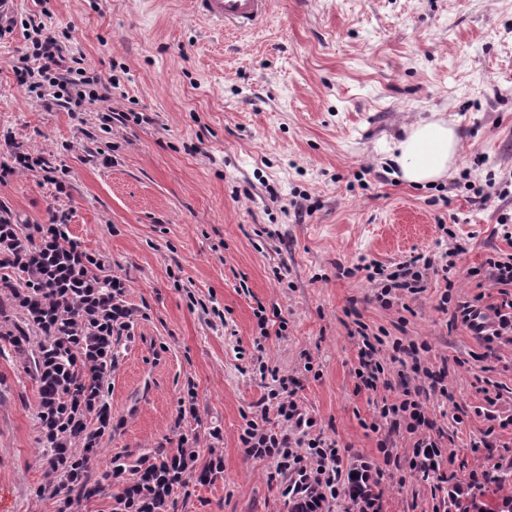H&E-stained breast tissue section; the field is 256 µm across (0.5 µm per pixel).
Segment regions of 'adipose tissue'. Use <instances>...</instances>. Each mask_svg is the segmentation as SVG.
<instances>
[{
  "label": "adipose tissue",
  "mask_w": 512,
  "mask_h": 512,
  "mask_svg": "<svg viewBox=\"0 0 512 512\" xmlns=\"http://www.w3.org/2000/svg\"><path fill=\"white\" fill-rule=\"evenodd\" d=\"M394 160L408 183L427 186L445 178L454 168L460 140L448 121L429 120L411 125L395 146Z\"/></svg>",
  "instance_id": "adipose-tissue-1"
}]
</instances>
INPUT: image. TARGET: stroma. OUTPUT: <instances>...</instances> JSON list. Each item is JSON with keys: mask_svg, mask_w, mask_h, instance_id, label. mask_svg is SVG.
<instances>
[{"mask_svg": "<svg viewBox=\"0 0 512 512\" xmlns=\"http://www.w3.org/2000/svg\"><path fill=\"white\" fill-rule=\"evenodd\" d=\"M17 24L0 37V161L13 149L48 169L0 182V215L37 227L66 216L65 231L127 281L137 313L113 337L105 379L110 423L74 512H112L121 484L105 472L193 450L168 512H288L268 463L238 437L267 393L256 367L297 377L304 408L326 437L371 455L373 398L355 393L357 349L344 325L356 303L371 329L405 320L428 342L425 363L447 361V396L432 395L443 444L458 462L489 426L475 410L497 394L512 416V343L483 346L440 309L500 287L483 273L512 254L494 230L512 210V0H276L266 23L230 33L197 18L189 0H12ZM38 21L69 37L87 68L112 80V114L48 109L16 71ZM445 119L460 139L458 170L418 188L396 177L389 152L407 126ZM491 185L487 204L473 187ZM468 243L449 277L381 307L357 266L388 269L438 259L445 231ZM285 327L257 351L258 310ZM312 361L314 373L303 369ZM195 415L182 414L188 390ZM39 384L0 340V512H62L63 469L41 449ZM224 460L203 476L212 454ZM385 512H431V485L389 475Z\"/></svg>", "mask_w": 512, "mask_h": 512, "instance_id": "stroma-1", "label": "stroma"}]
</instances>
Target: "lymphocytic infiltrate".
Returning <instances> with one entry per match:
<instances>
[{
  "instance_id": "f902f5d3",
  "label": "lymphocytic infiltrate",
  "mask_w": 512,
  "mask_h": 512,
  "mask_svg": "<svg viewBox=\"0 0 512 512\" xmlns=\"http://www.w3.org/2000/svg\"><path fill=\"white\" fill-rule=\"evenodd\" d=\"M34 63L19 69L17 76L37 100L46 107H64L71 112L84 106L112 99V82L86 67L74 66L75 55L55 32L39 26L33 42ZM431 259L400 263L395 271L374 266L369 281L375 282V299L382 307L394 304L399 292L412 295L426 291L425 270ZM484 293L457 302L452 317L473 331L487 352L512 335V298L497 304H485ZM358 365L354 369L356 392L387 395L375 406L369 424L371 431H384L377 442V454L366 457L351 451L338 440L317 430V420L303 410L297 398L299 382L295 377L271 370L276 387L268 393V402L259 416L251 418L240 442L248 457L271 462L275 475L284 481L283 497L291 503L290 512H331L334 504L344 512H384L383 480L393 472H409L421 480L436 478L440 503L448 512H478L481 498L496 486L502 476L512 475V463L502 466L477 465L469 470H443V458H456V451H443V432L428 414L426 402L433 394L447 395V363L427 366L422 361L427 342L408 336L384 341L368 332L365 323H357ZM395 367V378H388L386 364ZM281 419L274 428L273 419ZM412 438L407 449L397 446L399 437Z\"/></svg>"
}]
</instances>
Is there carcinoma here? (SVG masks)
<instances>
[{
    "instance_id": "carcinoma-1",
    "label": "carcinoma",
    "mask_w": 512,
    "mask_h": 512,
    "mask_svg": "<svg viewBox=\"0 0 512 512\" xmlns=\"http://www.w3.org/2000/svg\"><path fill=\"white\" fill-rule=\"evenodd\" d=\"M63 248L36 246L27 224H0V288L20 307L28 325L40 332L32 352L33 372L40 388V418L46 453L81 437L82 447H97L99 431H87L88 417L108 415L104 381L112 366V337L101 335L89 323L55 310L54 289ZM82 279L95 288L98 299H112L110 278L99 274L98 261L87 255ZM171 483L165 464L147 470V478L115 497L113 512H127L140 504L147 512H166Z\"/></svg>"
}]
</instances>
